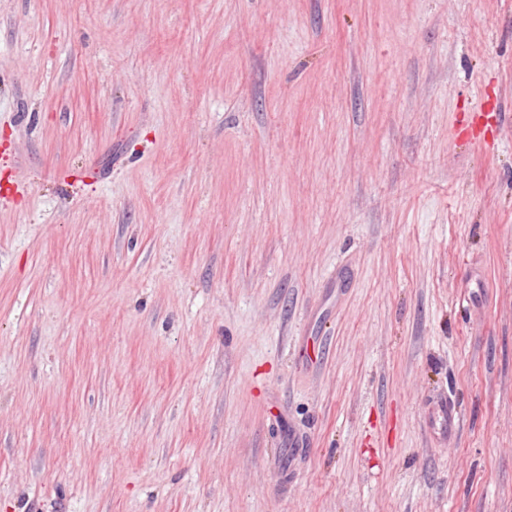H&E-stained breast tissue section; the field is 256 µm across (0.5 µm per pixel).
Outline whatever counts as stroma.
<instances>
[{
  "mask_svg": "<svg viewBox=\"0 0 512 512\" xmlns=\"http://www.w3.org/2000/svg\"><path fill=\"white\" fill-rule=\"evenodd\" d=\"M0 512H512V0H0ZM434 425L438 431L448 435L450 440L456 433L459 422V412L455 403L448 400H437L432 404Z\"/></svg>",
  "mask_w": 512,
  "mask_h": 512,
  "instance_id": "1",
  "label": "stroma"
}]
</instances>
